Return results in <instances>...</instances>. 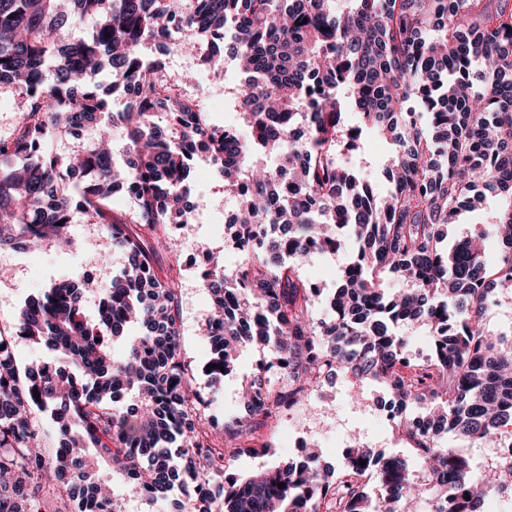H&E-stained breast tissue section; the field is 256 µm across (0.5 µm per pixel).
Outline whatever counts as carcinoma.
<instances>
[{"label":"carcinoma","instance_id":"cac0c4a2","mask_svg":"<svg viewBox=\"0 0 512 512\" xmlns=\"http://www.w3.org/2000/svg\"><path fill=\"white\" fill-rule=\"evenodd\" d=\"M509 27L512 0H0V90L18 113L0 139V250L71 249L80 219L125 256L95 313L82 305L94 280L66 275L0 329V512H123L115 476L151 503L180 490L176 512H402L424 498L433 512H493L511 499V456L476 478L462 451L512 426V333L484 323L512 288ZM218 41L245 75L224 124L160 59ZM112 89L133 102L112 109ZM86 127L95 135L81 137ZM118 128L121 160L104 146ZM365 133L389 145L382 195ZM67 136L70 151L49 150ZM197 161L237 203L236 267L212 260L201 281L209 384L220 390L247 346L281 363L280 379L242 386L245 415L224 438L344 369L389 392L419 469L355 442L334 478L312 451L213 487L227 449L181 357L176 282L155 264L159 247L178 257L167 229L192 213ZM488 193L501 202L490 232L508 248L494 266L483 235L450 245L444 231ZM347 235L357 250L321 318L323 289L300 265ZM386 273L407 288L389 293ZM405 322L427 329V359L406 354ZM20 340L53 360L19 369ZM120 392L136 404L116 407Z\"/></svg>","mask_w":512,"mask_h":512}]
</instances>
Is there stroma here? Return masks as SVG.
<instances>
[{
    "label": "stroma",
    "instance_id": "1",
    "mask_svg": "<svg viewBox=\"0 0 512 512\" xmlns=\"http://www.w3.org/2000/svg\"><path fill=\"white\" fill-rule=\"evenodd\" d=\"M169 68L177 74L193 75L194 81L187 87L190 95L200 101H212L213 114L224 119L226 112L222 102L224 94L220 82L208 77L204 66L193 57L178 53L168 56ZM195 191L193 200L198 208L191 223L183 225L180 238L183 250L180 254L182 272L177 281L181 314V352L188 366L189 378L198 390L203 403L201 411L206 419L218 421L215 436H222L221 425L230 421L240 408L234 399V391L241 382L255 374L277 376L279 366L269 351L253 345L241 349L233 373L224 380L220 392H213L204 367L211 357L208 343L200 329L211 311V300L200 285L201 255L219 259L227 269H234L237 252L230 244L224 217L234 208L235 200L225 194L223 182L217 172L207 171L205 164H197L194 171ZM353 241H345L336 257L314 256L301 268V274L325 290L339 284V270L352 251ZM99 258L96 265L97 282L108 288L113 275L120 268L123 258L113 250L107 236L97 227L79 225L77 242L72 253L65 254L52 247L33 250H0V325L10 326L14 314L25 299L45 288L59 275L91 265L92 258ZM359 431L365 442L389 455L410 457L411 452L391 426L380 418L373 407V397L361 387L349 373H342L336 383L323 387L322 394L302 410L270 419L242 440V454L233 457L226 470L227 476H250L253 472L274 464L277 460L295 456L289 445L295 433H304L313 450L330 464H339L342 442L350 431ZM270 445L266 456H249V447Z\"/></svg>",
    "mask_w": 512,
    "mask_h": 512
}]
</instances>
